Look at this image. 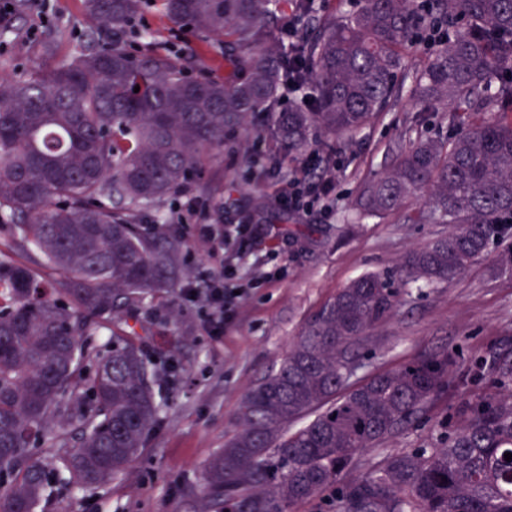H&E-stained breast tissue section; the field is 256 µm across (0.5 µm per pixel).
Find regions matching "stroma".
Returning a JSON list of instances; mask_svg holds the SVG:
<instances>
[{
  "label": "stroma",
  "instance_id": "1",
  "mask_svg": "<svg viewBox=\"0 0 512 512\" xmlns=\"http://www.w3.org/2000/svg\"><path fill=\"white\" fill-rule=\"evenodd\" d=\"M51 22L68 29L55 47L56 57L68 55L88 38L82 0H53L48 22L40 0H27L26 9L14 10L0 27V75L16 76L43 62L39 41ZM144 23L169 45L185 48L192 57L190 75L224 76L219 42L205 43L171 30L155 7L146 12ZM410 125L427 137L452 131L448 113L389 108L356 134L337 138L325 162L313 169L298 162L267 165L262 172L244 170L234 154L239 141H247L256 158L268 161L274 151L269 119L261 114L248 131L229 132L223 149L209 152L205 173L220 175L225 184L223 223L250 227L236 245L242 254L239 276L229 282L230 287L245 289L238 315L216 340L204 327L205 301H187L175 293L140 310L138 319L152 328L147 353L177 368L174 383L162 393L161 421L147 436L142 455L101 487L79 490L64 484V462L55 459L50 465L51 493L39 512H206L200 496L206 464L236 432L244 398L279 367L306 320L352 279L393 267L406 251L444 232L441 224L345 221L359 184L383 169L388 148ZM305 174L315 180L333 179L330 199L299 212L286 211L280 195L290 180ZM259 197L266 203L261 210L254 207ZM268 272L273 275L269 281L264 278ZM503 342L512 345V275L493 278L477 266L450 283L411 288L395 315L373 331L354 380L395 367L424 348L456 350L458 372L468 380L441 394L385 445L363 450L347 479L373 470L389 451L437 447L443 430L456 426L464 403L494 389L492 351ZM477 360L484 367L473 378L469 371Z\"/></svg>",
  "mask_w": 512,
  "mask_h": 512
}]
</instances>
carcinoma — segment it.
<instances>
[{"instance_id":"obj_1","label":"carcinoma","mask_w":512,"mask_h":512,"mask_svg":"<svg viewBox=\"0 0 512 512\" xmlns=\"http://www.w3.org/2000/svg\"><path fill=\"white\" fill-rule=\"evenodd\" d=\"M153 1L197 38L223 39L232 71L187 81L179 51L140 27ZM273 2L82 0L90 30L111 43L0 81V512H36L48 462L64 453L55 429L80 424L65 481L87 489L124 473L160 421L157 397L176 370L151 360L118 315L177 286L186 240L164 229L167 216L148 227L142 213L188 187L226 133L259 113L272 117L281 165L359 132L400 104L406 82L412 108L450 113L456 133L390 149L388 168L360 184L351 219L451 231L353 279L306 322L243 400L201 492L218 512H294L325 492L333 512H512L509 353L493 369L500 390L467 402L440 447L393 451L344 480L364 449L456 381L446 349L349 383L371 333L412 285L484 261L512 274V0H361L349 12L283 0L280 15ZM438 27L448 39L429 40ZM290 76L313 92L284 108ZM203 194L218 221L219 185L206 181ZM103 330L107 344L92 346Z\"/></svg>"}]
</instances>
